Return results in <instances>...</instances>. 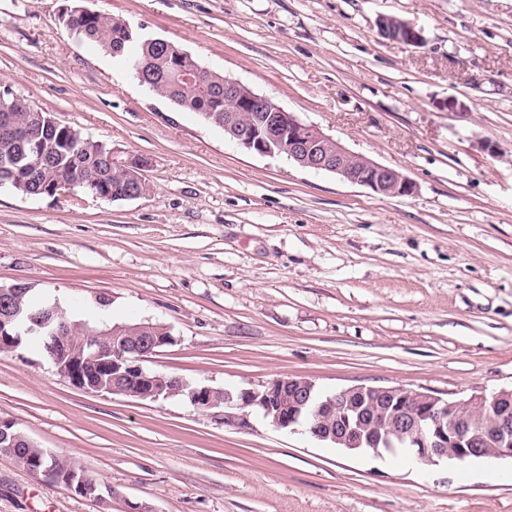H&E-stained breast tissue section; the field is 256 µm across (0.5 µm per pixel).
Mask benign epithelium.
<instances>
[{
    "instance_id": "obj_1",
    "label": "benign epithelium",
    "mask_w": 512,
    "mask_h": 512,
    "mask_svg": "<svg viewBox=\"0 0 512 512\" xmlns=\"http://www.w3.org/2000/svg\"><path fill=\"white\" fill-rule=\"evenodd\" d=\"M377 26L388 40L412 46L425 42L422 31L406 21L394 22L382 16ZM224 101L231 104L228 112L234 115L265 113V121L260 125L243 126L224 119V132L251 153L285 154L303 168L334 173L381 195L411 196L417 190L416 184L400 171L349 151L319 127L304 122L235 79H224ZM49 325L48 321L18 322L14 335L0 336V350L12 352L23 337L45 330L57 336L58 330ZM125 330L126 327L117 325L94 336H58L54 362L63 375L78 382L80 361L86 355H100L107 344L112 355V379L107 390L112 395L157 401L162 395L168 398L188 387L190 402L197 408L257 407L277 429L303 428L318 440L329 439L349 450L370 446L378 457L380 448L398 441L405 443L410 454L424 465H435L448 456L463 462L475 454L512 459V389L452 399L401 386L358 384L325 396L316 407V421L309 423L304 409L315 389L314 382L277 378L260 389L241 391L236 402L220 399L219 391L209 386L191 388L186 381L169 386L145 369L142 362L170 344L172 337L143 336L132 345H112ZM476 413L486 415V423L476 425Z\"/></svg>"
}]
</instances>
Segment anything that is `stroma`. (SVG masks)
<instances>
[{"label":"stroma","mask_w":512,"mask_h":512,"mask_svg":"<svg viewBox=\"0 0 512 512\" xmlns=\"http://www.w3.org/2000/svg\"><path fill=\"white\" fill-rule=\"evenodd\" d=\"M0 0V86L148 159L106 201L0 191V285L73 319L166 323L146 361L240 392L280 377L448 398L512 389V0H93L417 185L391 197L247 152L58 23ZM424 31L414 47L377 20ZM0 419L87 470L96 502L0 455V512H512V460L354 454L260 409L74 386L0 353Z\"/></svg>","instance_id":"35a3bbf8"}]
</instances>
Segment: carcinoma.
Masks as SVG:
<instances>
[{"mask_svg": "<svg viewBox=\"0 0 512 512\" xmlns=\"http://www.w3.org/2000/svg\"><path fill=\"white\" fill-rule=\"evenodd\" d=\"M60 21L78 40L111 55H123L128 65L138 64L154 85L153 92L181 111L197 113L206 123L224 128V75L203 70L185 77L196 60H187L167 50L133 27L127 20L94 8L79 9L73 3ZM53 116L9 90L0 92V179L17 176L35 196H52L56 190L73 185L79 191L109 201H122L131 188L142 194L151 191L139 170V158L130 167L109 164L112 146L88 138L74 127L51 124ZM41 316L28 294L12 295L10 305L0 309V334H13L16 322ZM109 358L82 360L79 371L90 389L105 388L112 373ZM16 447L1 448V455L15 458L28 471L41 475L47 469L67 478L73 465L34 444L13 428Z\"/></svg>", "mask_w": 512, "mask_h": 512, "instance_id": "carcinoma-1", "label": "carcinoma"}]
</instances>
